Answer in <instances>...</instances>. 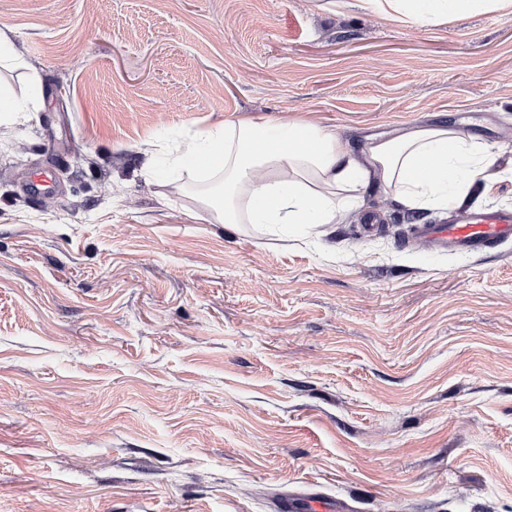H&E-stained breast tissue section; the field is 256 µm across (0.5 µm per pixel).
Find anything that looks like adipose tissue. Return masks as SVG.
I'll use <instances>...</instances> for the list:
<instances>
[{"label":"adipose tissue","instance_id":"obj_1","mask_svg":"<svg viewBox=\"0 0 512 512\" xmlns=\"http://www.w3.org/2000/svg\"><path fill=\"white\" fill-rule=\"evenodd\" d=\"M364 9L411 25L483 7L512 11V0H361ZM491 154L445 126H414L368 140L362 150L307 121L239 120L187 137L149 171L210 167L221 161L224 193L214 207L228 224H265L274 232L317 235L338 223L371 185L397 202L439 210L466 199Z\"/></svg>","mask_w":512,"mask_h":512}]
</instances>
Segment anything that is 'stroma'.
<instances>
[{"mask_svg": "<svg viewBox=\"0 0 512 512\" xmlns=\"http://www.w3.org/2000/svg\"><path fill=\"white\" fill-rule=\"evenodd\" d=\"M0 31V84L42 82L0 124V512H512L511 243H405L452 211L375 185L282 240L216 221L211 173L144 169L239 119L443 124L493 155L461 209L512 210L511 11L0 0ZM28 84L29 93L24 99H17L8 88L0 86V123L37 110L41 102V78L34 69L28 73Z\"/></svg>", "mask_w": 512, "mask_h": 512, "instance_id": "stroma-1", "label": "stroma"}]
</instances>
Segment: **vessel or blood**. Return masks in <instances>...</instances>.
Listing matches in <instances>:
<instances>
[{
	"label": "vessel or blood",
	"mask_w": 512,
	"mask_h": 512,
	"mask_svg": "<svg viewBox=\"0 0 512 512\" xmlns=\"http://www.w3.org/2000/svg\"><path fill=\"white\" fill-rule=\"evenodd\" d=\"M411 237L435 252L480 253L512 243V211H464L446 224L415 225Z\"/></svg>",
	"instance_id": "obj_1"
}]
</instances>
